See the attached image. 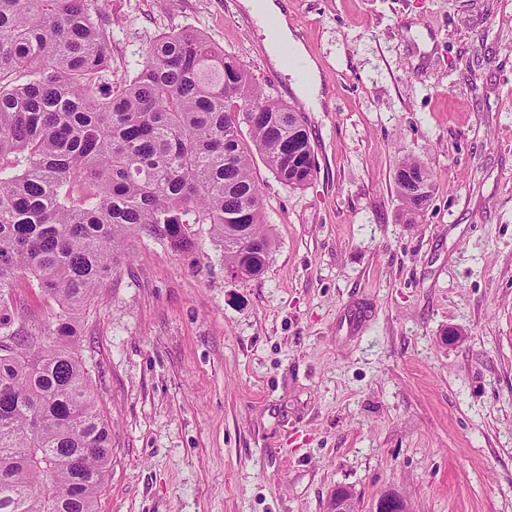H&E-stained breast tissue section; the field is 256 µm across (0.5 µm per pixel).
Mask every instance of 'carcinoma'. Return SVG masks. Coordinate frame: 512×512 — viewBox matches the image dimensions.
Listing matches in <instances>:
<instances>
[{
    "instance_id": "obj_1",
    "label": "carcinoma",
    "mask_w": 512,
    "mask_h": 512,
    "mask_svg": "<svg viewBox=\"0 0 512 512\" xmlns=\"http://www.w3.org/2000/svg\"><path fill=\"white\" fill-rule=\"evenodd\" d=\"M99 0H0V512H98L112 427L78 354L80 323L140 237L196 249L209 225L233 280L263 272L272 237L242 137L284 184L314 177L302 113L265 94L206 35L169 32L112 79ZM394 175L409 223L430 197ZM36 281L52 309L13 310ZM14 288V306L19 313L30 316L36 322L51 320L49 308L46 307L38 289L32 288L28 278L17 280Z\"/></svg>"
}]
</instances>
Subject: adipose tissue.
<instances>
[{
    "label": "adipose tissue",
    "instance_id": "obj_1",
    "mask_svg": "<svg viewBox=\"0 0 512 512\" xmlns=\"http://www.w3.org/2000/svg\"><path fill=\"white\" fill-rule=\"evenodd\" d=\"M241 6L264 32L266 50L274 67L298 72L299 79L294 85L297 95L312 111H320V71L295 37L279 0H241Z\"/></svg>",
    "mask_w": 512,
    "mask_h": 512
}]
</instances>
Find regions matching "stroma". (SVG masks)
<instances>
[{"mask_svg":"<svg viewBox=\"0 0 512 512\" xmlns=\"http://www.w3.org/2000/svg\"><path fill=\"white\" fill-rule=\"evenodd\" d=\"M323 77L317 171L252 172L274 244L228 277L146 238L101 286L80 354L112 423L98 512H512V0H282ZM112 65L189 28L300 104L239 0H106ZM433 199L400 217L393 176ZM458 330L453 339L449 330ZM421 173L427 183L429 195L422 199H416L410 195V186L407 180L408 173ZM396 191L402 201L403 211L409 216L408 224H415L424 216L430 204L428 201L432 197V184L430 175L424 163L418 159L405 157L398 164L394 175ZM428 204V205H427Z\"/></svg>","mask_w":512,"mask_h":512,"instance_id":"35a3bbf8","label":"stroma"}]
</instances>
